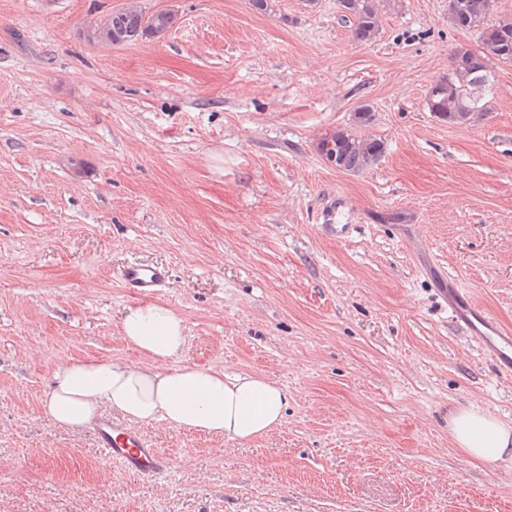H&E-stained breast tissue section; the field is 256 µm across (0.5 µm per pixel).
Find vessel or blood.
Masks as SVG:
<instances>
[{
	"label": "vessel or blood",
	"mask_w": 512,
	"mask_h": 512,
	"mask_svg": "<svg viewBox=\"0 0 512 512\" xmlns=\"http://www.w3.org/2000/svg\"><path fill=\"white\" fill-rule=\"evenodd\" d=\"M168 270L162 266L131 263L121 272L125 288L139 295H150L164 286ZM456 323L466 333L477 337L499 375L512 378V332L502 329L471 299L456 279H449L441 293ZM95 439L105 456L125 470L138 475H154L167 469L169 461L153 448L140 430L119 424L111 418H100L93 426Z\"/></svg>",
	"instance_id": "obj_1"
}]
</instances>
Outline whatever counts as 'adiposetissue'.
I'll use <instances>...</instances> for the list:
<instances>
[{"label":"adipose tissue","instance_id":"obj_1","mask_svg":"<svg viewBox=\"0 0 512 512\" xmlns=\"http://www.w3.org/2000/svg\"><path fill=\"white\" fill-rule=\"evenodd\" d=\"M119 332L138 352L139 361L86 357L57 367L44 402L55 423L77 430L109 409L132 422H163L238 442L263 437L282 424L288 395L266 377L178 364L187 327L167 305L128 306L120 317ZM451 432L468 458L512 460V426L478 408L455 413Z\"/></svg>","mask_w":512,"mask_h":512}]
</instances>
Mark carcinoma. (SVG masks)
I'll return each instance as SVG.
<instances>
[{
	"instance_id": "1",
	"label": "carcinoma",
	"mask_w": 512,
	"mask_h": 512,
	"mask_svg": "<svg viewBox=\"0 0 512 512\" xmlns=\"http://www.w3.org/2000/svg\"><path fill=\"white\" fill-rule=\"evenodd\" d=\"M384 0H340L343 17L352 20L355 42L369 44L381 28ZM448 21L457 29L479 31L480 46L473 50L458 46L451 56L448 74L439 77L427 90L426 106L443 123L467 126L480 102L490 92L492 72L489 63H512V12H499L494 0H453ZM176 14L162 9L148 15L137 5L112 12L92 28L91 39L112 45L135 42L141 38H161L175 24ZM375 120L374 108L363 102L356 107L353 125L364 129ZM318 150L326 162L340 171L362 172L376 165L384 155L382 139L356 134L347 128L325 133Z\"/></svg>"
}]
</instances>
